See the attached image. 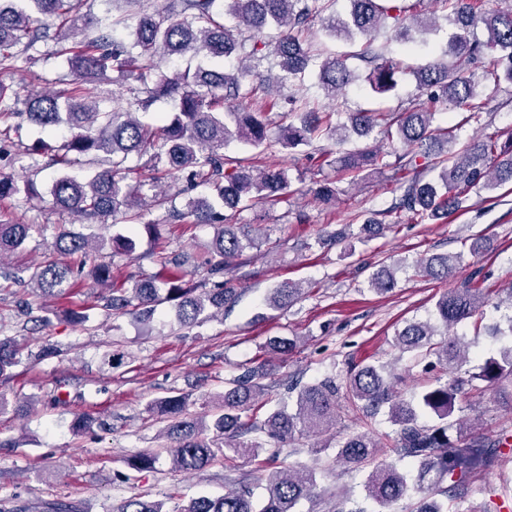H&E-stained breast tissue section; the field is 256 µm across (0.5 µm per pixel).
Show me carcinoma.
Instances as JSON below:
<instances>
[{"mask_svg": "<svg viewBox=\"0 0 512 512\" xmlns=\"http://www.w3.org/2000/svg\"><path fill=\"white\" fill-rule=\"evenodd\" d=\"M84 0H0V154L11 150L9 120L17 115L16 97L5 83V75L18 67L30 50L49 39L50 26L62 59L73 79L66 87L43 91L26 102L27 117L41 131L66 129L62 144L54 147L40 139L33 152L51 153V164L60 173L50 188L53 206L77 217L90 233L62 231L52 248L63 256L83 258L98 247L109 246L112 257H131L140 231L151 235L156 224L146 215L154 205L168 200L159 185L168 175L186 172L196 185L208 187L224 212L212 203L194 197L185 199L176 217L192 224L214 228L211 252L200 265L214 279L213 287L201 288L189 278L184 261L160 251L156 262L164 272L162 282L138 278L120 287L112 283V266L98 264L90 271L96 285L107 294L99 297L100 308L109 315H131L148 321L155 307L175 303L178 322L190 327L203 317L224 314V306L236 300V271L245 263L244 253L255 246V239L238 234L240 214L260 200L286 202L291 196L285 170L273 165H245L221 153L236 140L265 153H277L310 145L323 135L344 140L341 130L351 127L361 135L374 129L387 139H397L406 151L389 160L390 154L378 148L362 152L334 154L322 148L306 154L312 166L324 165L341 170H389L399 191L395 209L415 224H433L462 208L472 191L512 183V133L506 138L491 135L461 142L455 126L434 125L435 106H465L468 119L479 120L481 103L473 75L465 68L475 66L485 81L497 90L501 80L512 82V6L500 9L491 0H437L445 17L452 18L457 32L448 38L441 53L414 69L418 87L426 99L415 106L390 111L384 108L350 112L344 103L331 112H314L305 99L288 98L289 111L300 114L299 123H290L282 136L269 133L270 111L276 103L266 98V86L254 81L256 63L273 56L279 60L280 84L318 66L316 76L325 96L336 99L352 82L347 60L356 58L369 68L366 81L373 92L385 95L397 86L398 77L409 69L403 60L374 47L376 33L383 26L394 38L408 43L411 31L430 34L439 29L434 16L420 17L417 6L423 0H348V17L333 10L335 0H173L168 11L123 13L112 24L82 12ZM223 17L218 20L216 5ZM338 41L353 43L362 39L360 49L319 59L305 34L314 23ZM483 26L481 40L474 28ZM189 55L198 59L195 68L170 65ZM137 83L133 101L123 112L100 107V84L108 74ZM162 98L178 100L177 111L160 117L152 125L140 120ZM346 115L347 123L334 121ZM104 154L105 159L85 177L69 173L81 157ZM146 158L144 179L127 182L130 156ZM37 195L33 184L21 187L13 176L0 172V198L20 193ZM313 197L329 204L336 200L332 182L310 188ZM121 216L141 224L125 233L105 238L95 232V222L103 217ZM387 225L368 218L359 235L369 240ZM32 225L0 220V259L18 250L27 240ZM461 256L456 253L432 255L417 260L414 269L431 279L453 276ZM396 261L372 273L374 291L387 294L396 286ZM480 271L449 289L436 301L431 318L411 320L395 331V345L413 355L426 367H442L447 380L426 390L417 400L404 401L394 394L398 376L386 365L365 363L348 371L346 381L327 377L300 388L290 409L276 408L265 419L258 411L267 404L270 376L266 365L246 369L225 382L221 406L211 422L185 416L187 399L171 396L159 399L152 409L169 419L167 435L176 442L173 464L183 472L200 471L229 455L252 457L262 448L261 437L268 435L291 443L302 436H319L336 426L339 400L358 406L369 417L386 413L396 426V437L358 432L336 442L337 461L346 467L370 465L366 495L381 507H388L414 494L413 512H476L464 509L467 479L478 469H488L503 457L507 433L496 437L474 431L473 424L453 419L455 400L462 389L478 390L505 380L512 381V340L491 353L479 371H462L470 358L463 338L449 334L472 318L484 304L479 288ZM74 267L54 261L36 267L30 275L33 290L43 299L56 298L75 285ZM298 282L285 281L272 289L266 304L272 309L287 308L303 296ZM299 340L273 336L265 348L273 358L286 362L298 348ZM436 361H430V358ZM19 363L12 339L0 338V379L7 380ZM421 412L435 418L431 426L418 424ZM213 436L208 438L205 432ZM398 461L415 463V475L402 472L393 462L378 464L376 459L387 441ZM158 457L143 453L127 460L137 472L155 468ZM265 494L241 487L219 496H198L174 512H297L304 498L317 496L315 471L271 470L265 478ZM121 512H163L158 501L133 497Z\"/></svg>", "mask_w": 512, "mask_h": 512, "instance_id": "carcinoma-1", "label": "carcinoma"}]
</instances>
